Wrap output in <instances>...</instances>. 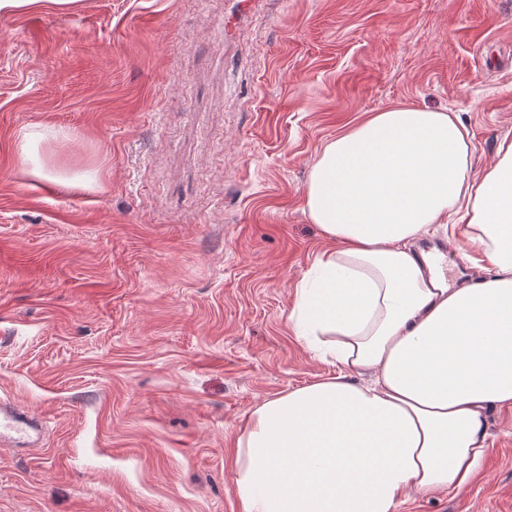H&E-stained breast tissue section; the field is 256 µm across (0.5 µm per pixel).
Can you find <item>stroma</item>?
<instances>
[{
  "mask_svg": "<svg viewBox=\"0 0 512 512\" xmlns=\"http://www.w3.org/2000/svg\"><path fill=\"white\" fill-rule=\"evenodd\" d=\"M457 112L473 171L512 139V0H81L0 17V512H241L236 437L337 372L287 317L322 245L318 150L367 113ZM38 142L30 173L16 136ZM96 173L95 190L57 174ZM470 274L467 241H421ZM460 493L398 512H512V411ZM4 399L1 397L0 407V440L1 442L5 437L9 439L17 440L16 443H22L29 441L28 429L32 427L27 420L22 417L19 413L12 410L10 407L5 408Z\"/></svg>",
  "mask_w": 512,
  "mask_h": 512,
  "instance_id": "stroma-1",
  "label": "stroma"
}]
</instances>
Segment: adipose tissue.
<instances>
[{
  "label": "adipose tissue",
  "instance_id": "ef3b65f1",
  "mask_svg": "<svg viewBox=\"0 0 512 512\" xmlns=\"http://www.w3.org/2000/svg\"><path fill=\"white\" fill-rule=\"evenodd\" d=\"M471 153L457 113L416 107L321 146L305 211L325 246L288 321L337 373L247 417L242 512H398L474 479L489 410L512 409V140L478 177ZM452 215L486 270L457 286L416 246Z\"/></svg>",
  "mask_w": 512,
  "mask_h": 512
}]
</instances>
